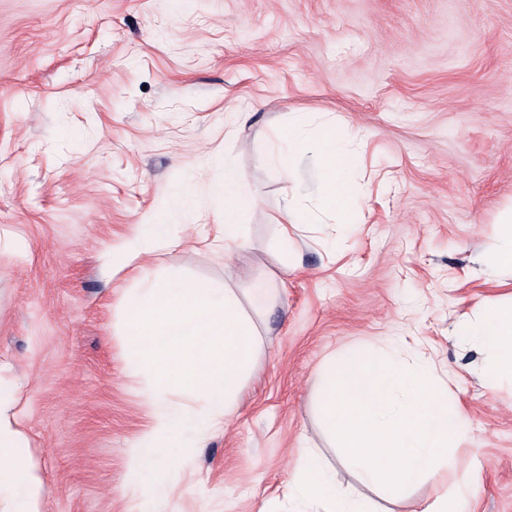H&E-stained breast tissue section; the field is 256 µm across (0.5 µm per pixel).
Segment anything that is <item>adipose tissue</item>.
<instances>
[{
  "instance_id": "obj_1",
  "label": "adipose tissue",
  "mask_w": 512,
  "mask_h": 512,
  "mask_svg": "<svg viewBox=\"0 0 512 512\" xmlns=\"http://www.w3.org/2000/svg\"><path fill=\"white\" fill-rule=\"evenodd\" d=\"M297 112L274 131L263 165L287 168L291 158L311 156L319 182L317 208L288 204L286 217L297 225L315 224L320 213L338 223H356L361 192L353 177V157L345 135L327 123L308 132ZM212 198L224 203V248L241 246L242 223L254 198L235 177V159L224 158V178L212 183ZM187 208L174 196L153 223L138 225L112 265L122 269L142 255L177 245L174 228ZM267 277L233 288L207 279H182L138 270L119 309L127 368L141 376L150 405L149 420L130 445L131 465L139 475L133 493L141 512H163L176 465L190 449L204 447L231 417L246 379L264 345L263 318L276 293ZM462 336L492 351L489 376L512 382V305L491 304L482 321ZM15 387H0V512H41L42 479L31 463L27 439L16 420ZM297 512H374L370 503L341 493L333 472L314 450H306L288 483Z\"/></svg>"
}]
</instances>
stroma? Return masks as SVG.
<instances>
[{
    "mask_svg": "<svg viewBox=\"0 0 512 512\" xmlns=\"http://www.w3.org/2000/svg\"><path fill=\"white\" fill-rule=\"evenodd\" d=\"M291 112L351 138L365 201L353 230L326 214L285 249V175L259 158ZM228 152L256 207L226 254L209 186ZM180 189L189 226L144 263L233 287L267 275L279 301L165 512H290L307 446L376 512L432 499L362 485L323 426L321 375L359 346L434 365L466 425L446 488L463 512H512V387L458 334L512 302L484 263L512 208V0H0V376L21 387L43 512L138 508L128 448L149 405L124 369L130 273L106 257Z\"/></svg>",
    "mask_w": 512,
    "mask_h": 512,
    "instance_id": "stroma-1",
    "label": "stroma"
}]
</instances>
